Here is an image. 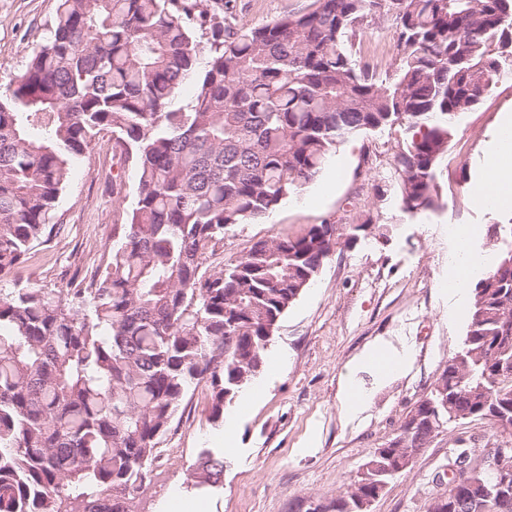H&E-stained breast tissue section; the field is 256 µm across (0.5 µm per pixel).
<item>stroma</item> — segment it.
<instances>
[{
	"instance_id": "stroma-1",
	"label": "stroma",
	"mask_w": 512,
	"mask_h": 512,
	"mask_svg": "<svg viewBox=\"0 0 512 512\" xmlns=\"http://www.w3.org/2000/svg\"><path fill=\"white\" fill-rule=\"evenodd\" d=\"M312 0H236L235 18L261 26L306 10ZM55 0H0V84L23 73L52 22ZM361 55L379 71L393 70L396 50L387 24L363 35ZM512 122V77L493 84L481 103L463 114L439 166V201L419 213L403 210L391 180L405 133L378 129L341 144L323 170L272 212L240 225L224 241V256L277 233L297 234L305 225L342 226L373 220L385 237L367 235L339 249L282 318L271 352L285 351L282 367L266 365V386L249 405L231 403L237 414L235 450L216 488L194 487L202 449L224 445L223 430L209 419V392L186 397L171 431L159 445L153 480L136 501L137 512H193V501L211 512H300L305 497L332 498L357 478L374 449L384 447L417 402L428 395L460 352L471 304L445 284L455 253L449 225L477 228L468 249L487 251L486 229L512 222V208L479 205L493 132ZM135 165L109 133H101L72 173L56 205L59 234L36 247L25 267L0 276V288L31 280L50 289L80 287L109 261L112 227L126 223L137 192ZM379 343L409 351L412 364L376 381L356 375L369 394L354 417L341 410L345 376L354 359ZM314 448H306L308 437ZM504 439L486 419L448 425L391 481L371 512H427L448 487L450 453L467 452L474 465L487 461Z\"/></svg>"
}]
</instances>
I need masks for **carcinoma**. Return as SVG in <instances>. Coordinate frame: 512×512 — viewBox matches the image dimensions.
<instances>
[{
	"mask_svg": "<svg viewBox=\"0 0 512 512\" xmlns=\"http://www.w3.org/2000/svg\"><path fill=\"white\" fill-rule=\"evenodd\" d=\"M386 22L380 74L361 36ZM466 60L454 63L458 36ZM512 0H312L262 26L223 0H57L43 44L0 92V274L59 230L55 209L96 135L138 170L119 244L83 288L0 292V512H135L159 440L187 394L209 421L264 371L271 330L341 246L366 234L308 224L210 267L234 228L312 181L346 139L403 128L393 168L409 213L436 206L438 165L462 114L512 72ZM194 98L175 106L186 79ZM472 289L466 364L448 404L512 424V224ZM224 452L198 460L216 486ZM450 488L448 512H512Z\"/></svg>",
	"mask_w": 512,
	"mask_h": 512,
	"instance_id": "obj_1",
	"label": "carcinoma"
}]
</instances>
